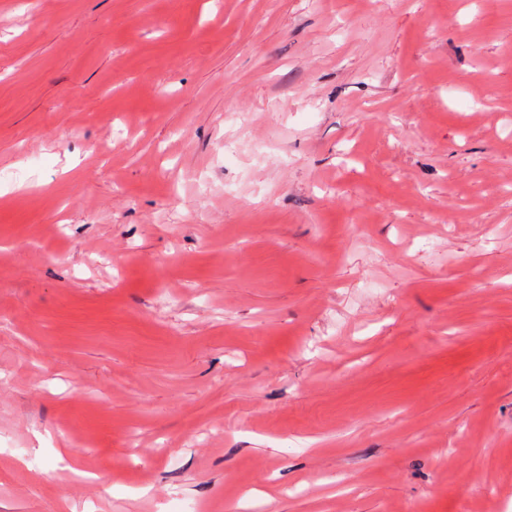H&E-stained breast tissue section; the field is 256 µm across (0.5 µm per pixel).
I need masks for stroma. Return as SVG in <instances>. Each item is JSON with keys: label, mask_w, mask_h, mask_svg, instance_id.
Returning a JSON list of instances; mask_svg holds the SVG:
<instances>
[{"label": "stroma", "mask_w": 512, "mask_h": 512, "mask_svg": "<svg viewBox=\"0 0 512 512\" xmlns=\"http://www.w3.org/2000/svg\"><path fill=\"white\" fill-rule=\"evenodd\" d=\"M11 171L0 512H512V0H0Z\"/></svg>", "instance_id": "obj_1"}]
</instances>
